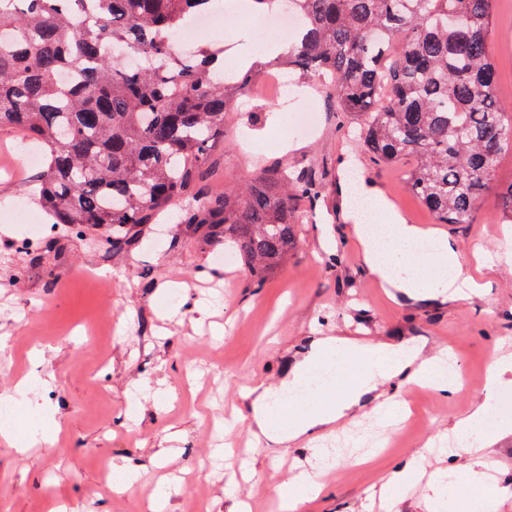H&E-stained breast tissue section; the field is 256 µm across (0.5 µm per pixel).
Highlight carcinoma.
I'll use <instances>...</instances> for the list:
<instances>
[{
  "instance_id": "1",
  "label": "carcinoma",
  "mask_w": 512,
  "mask_h": 512,
  "mask_svg": "<svg viewBox=\"0 0 512 512\" xmlns=\"http://www.w3.org/2000/svg\"><path fill=\"white\" fill-rule=\"evenodd\" d=\"M214 0H0V129L42 151L35 195L59 224L106 228L112 251L179 207L203 243L232 247L261 287L299 245L297 196L321 194L305 168L265 169L221 196L198 187L252 71L227 76L219 50L174 51L189 17ZM299 41L264 64L325 83L360 118L365 153L411 158L406 183L438 224H470L500 156L512 109L490 55L495 0H288ZM110 46L137 53L123 69ZM66 72L71 79L58 80ZM512 224V182L499 189Z\"/></svg>"
}]
</instances>
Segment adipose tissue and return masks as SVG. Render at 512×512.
<instances>
[{"instance_id":"obj_1","label":"adipose tissue","mask_w":512,"mask_h":512,"mask_svg":"<svg viewBox=\"0 0 512 512\" xmlns=\"http://www.w3.org/2000/svg\"><path fill=\"white\" fill-rule=\"evenodd\" d=\"M358 191L375 203L376 217L388 231L384 249L376 251L366 244L361 247L370 275L410 299L442 293L449 301L466 303L481 296L482 284L459 270L457 248L452 240L441 235L438 229L409 223L370 179L361 178ZM433 239L439 242L437 250L425 256L414 253L415 245ZM448 267L455 268L456 273L445 287L441 285L438 273ZM375 355L385 358L383 367L375 369L369 365V358ZM443 356V350L428 352L422 346L405 342H360L347 336H327L312 340L308 350L294 364L288 382L294 386L302 385L306 372L316 364L357 359L361 364L360 374L349 380L334 397L325 400L318 395L311 396L303 405L300 417L286 422L271 418L270 391L264 384L243 388L240 398L249 408L247 421L254 437L269 445L297 444L315 432L332 435L340 423H356L363 417L365 408H372L377 413L393 409L397 401L385 396L382 387L395 379L435 394L452 396L458 382L455 374L446 372L443 367ZM492 406V396H485L468 414L453 423L452 438L457 442L460 454L468 458L462 485L449 483L448 473L444 470L423 478L422 461L415 457L395 470L383 486L382 494L388 507H395L421 482L426 485L425 498L432 512H447L450 501L463 498L466 492L487 487L491 464L486 449L491 439L512 436V421L509 420L499 424L493 437L477 434V426L485 421ZM322 477V470L310 461L278 485L276 492L282 512H296L299 502L318 496L323 489Z\"/></svg>"}]
</instances>
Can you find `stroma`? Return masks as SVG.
<instances>
[{
	"mask_svg": "<svg viewBox=\"0 0 512 512\" xmlns=\"http://www.w3.org/2000/svg\"><path fill=\"white\" fill-rule=\"evenodd\" d=\"M492 50L498 95L512 105V0H497ZM249 108L257 125L230 118L224 146L212 157L211 194L275 165H308L321 193L317 208L299 197L300 246L262 287L252 285L240 262H224V248L201 244L185 226L168 220L133 249L115 253L101 233L78 236L52 229L51 217L32 195L39 167L0 164V391L29 373L43 417L17 408L21 434L55 427V441L25 453L0 440V512H38L48 504L67 512H149L147 490L112 492L105 469L127 462L148 468L151 484L169 492L166 512H229L226 486H236L250 512H272L275 487L302 459L298 448L270 451L242 422L238 388L283 378L289 360L316 336L381 340L396 336L427 347H449L468 378L453 399L412 388L416 417L386 430L378 415L339 427L323 441L334 449L325 487L299 512H387L372 490L390 471L465 414L486 393L500 354L512 353V224L499 221L500 186L512 182V153L501 156L492 188L472 223L447 224L465 272L486 283L466 304H425L391 299L366 273L356 240L340 219L335 188L340 158L363 167L411 223L433 224L406 185L411 160L375 163L354 141L356 118L325 90L296 80L289 106L272 102L264 74L254 78ZM294 149L283 150L284 140ZM37 216L25 224L21 212ZM183 282L190 298L211 304L224 327L186 312L160 322L178 296L166 282ZM172 389L164 410L146 405L127 418L125 393L133 382ZM184 438L173 453L165 439ZM392 433L391 448L369 466L358 465L353 441Z\"/></svg>",
	"mask_w": 512,
	"mask_h": 512,
	"instance_id": "obj_1",
	"label": "stroma"
}]
</instances>
